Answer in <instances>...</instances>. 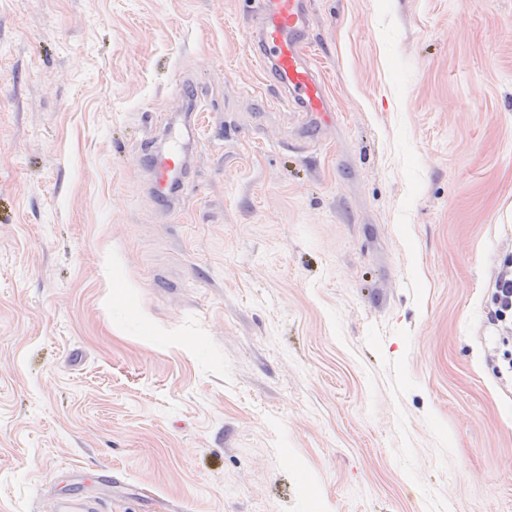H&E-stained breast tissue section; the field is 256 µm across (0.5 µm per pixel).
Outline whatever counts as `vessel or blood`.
I'll return each mask as SVG.
<instances>
[{"label": "vessel or blood", "mask_w": 512, "mask_h": 512, "mask_svg": "<svg viewBox=\"0 0 512 512\" xmlns=\"http://www.w3.org/2000/svg\"><path fill=\"white\" fill-rule=\"evenodd\" d=\"M310 0H243L249 47L262 68L263 83L274 101L286 102L308 116L327 120L332 110L322 69L310 48ZM168 150L151 163L153 189L167 194L173 169L184 168L180 148L185 130L169 132ZM60 512H99L97 498L77 492L60 502Z\"/></svg>", "instance_id": "vessel-or-blood-1"}]
</instances>
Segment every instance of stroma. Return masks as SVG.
Masks as SVG:
<instances>
[{"label":"stroma","mask_w":512,"mask_h":512,"mask_svg":"<svg viewBox=\"0 0 512 512\" xmlns=\"http://www.w3.org/2000/svg\"><path fill=\"white\" fill-rule=\"evenodd\" d=\"M311 2L317 133L238 0H0V512H512V0ZM166 136L170 139L171 145L168 150L153 155L150 171L153 189L165 196L173 193L168 190L172 170L183 169L186 163V156L180 149L179 142L187 143L184 129L168 131ZM491 289L488 322L505 342L512 335V251H506L498 264ZM97 499L96 497L77 492L65 501L60 502L58 508L61 512H97L100 510Z\"/></svg>","instance_id":"obj_1"}]
</instances>
